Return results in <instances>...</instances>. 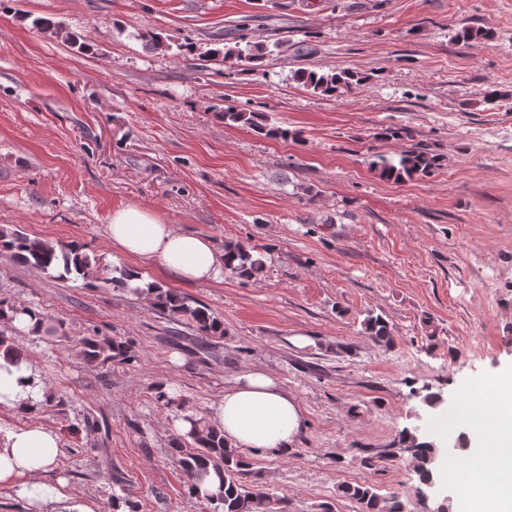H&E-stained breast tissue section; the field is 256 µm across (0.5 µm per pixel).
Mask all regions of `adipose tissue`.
<instances>
[{
    "label": "adipose tissue",
    "mask_w": 512,
    "mask_h": 512,
    "mask_svg": "<svg viewBox=\"0 0 512 512\" xmlns=\"http://www.w3.org/2000/svg\"><path fill=\"white\" fill-rule=\"evenodd\" d=\"M112 244L122 254L156 263L187 284L211 281L224 255L202 235L165 223L154 211L125 207L107 225ZM49 393L31 364L0 353V405L32 413ZM209 423L238 449L287 454L304 426L296 396L270 372L244 370L212 403ZM455 422L480 421L491 433L489 455L465 462L460 512H512V374L500 376L461 407ZM61 446L59 434L40 422L0 425V485L16 490L33 512H94L80 495L44 482Z\"/></svg>",
    "instance_id": "adipose-tissue-1"
}]
</instances>
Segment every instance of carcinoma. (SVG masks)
I'll return each instance as SVG.
<instances>
[{"label":"carcinoma","instance_id":"1","mask_svg":"<svg viewBox=\"0 0 512 512\" xmlns=\"http://www.w3.org/2000/svg\"><path fill=\"white\" fill-rule=\"evenodd\" d=\"M235 46L224 49V59L236 63L253 64L263 59L266 47L247 40L246 26H241ZM294 80L304 87L327 95L347 92L364 82V77L350 71L338 70L330 73L317 71H298ZM224 124L243 125L259 133L286 140L293 133L282 128H270L262 123L259 112H245L237 109L224 110ZM436 166V158L424 149L412 151L401 160L396 168L386 163L381 165V174L401 178L417 174H429ZM0 253L30 268L47 273L57 272V277L67 279L72 275L87 278L93 271L90 258L81 244L69 242L54 244L38 238H31L18 229H0ZM224 270L244 280L258 277L264 270L262 258L253 254V250L237 242L224 243ZM154 307L170 317L196 328L201 336L223 335V322L205 306H193L186 297L171 289L150 282L140 289ZM19 313L37 316L41 323L39 333L54 335L57 325L45 314L30 308L10 306L0 307V317L11 320ZM364 332L378 345L390 346L394 342L387 322L378 316L369 315L363 321ZM80 354L90 364L108 362H127L134 358L129 348L121 341L109 336H86L79 340ZM402 443L411 449L414 470L421 482L430 479L429 465L440 455V449L430 443L417 442V436L407 433ZM177 452L176 463L185 478L189 494L214 507L215 512H288V501L260 488L247 487L242 475L249 466L241 453L224 444V434L205 425L202 429L191 431L174 440ZM213 469L220 478L217 491L200 494L199 482ZM342 494L359 505V512H402V505L394 497H384L369 485H349Z\"/></svg>","mask_w":512,"mask_h":512}]
</instances>
